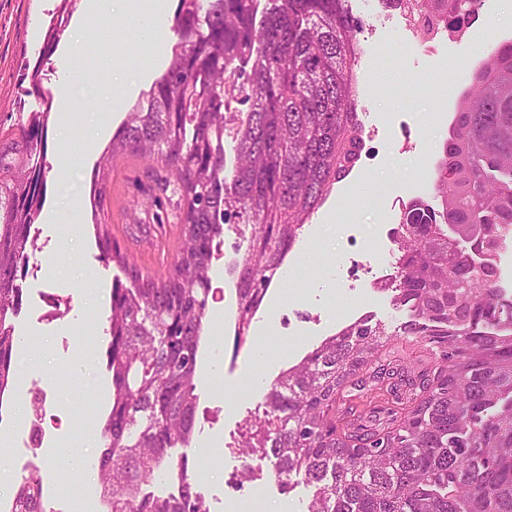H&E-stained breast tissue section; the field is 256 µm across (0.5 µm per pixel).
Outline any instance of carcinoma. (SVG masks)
<instances>
[{
    "label": "carcinoma",
    "mask_w": 512,
    "mask_h": 512,
    "mask_svg": "<svg viewBox=\"0 0 512 512\" xmlns=\"http://www.w3.org/2000/svg\"><path fill=\"white\" fill-rule=\"evenodd\" d=\"M448 7V30L470 24L478 0H419ZM345 0H179L178 42L164 73L130 112L112 152L153 155L173 184L184 224L165 277L144 276L97 233L129 284L112 283L106 370L112 405L99 459L108 512H210L187 457L195 426V377L206 325L214 239L228 215L256 233L238 265L235 345L288 253L331 186L354 165L362 124L353 89L361 21ZM68 18L58 16L32 74ZM253 60L247 84L235 62ZM457 113L433 173L441 207L402 208L393 274L377 282L408 311L403 334L432 344L426 359L392 348L365 315L281 373L264 416L246 422L242 453L268 466L280 489L312 490L307 512H512V294L498 287L493 258L512 232V40L492 46ZM251 102L236 136V165L224 175V110ZM49 113L32 112L0 132V406L17 385L13 318L18 284L44 198ZM391 401L336 416V403L366 383ZM159 479L164 495L144 486ZM17 512H46L32 472L13 496Z\"/></svg>",
    "instance_id": "obj_1"
}]
</instances>
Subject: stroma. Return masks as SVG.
Listing matches in <instances>:
<instances>
[{
	"mask_svg": "<svg viewBox=\"0 0 512 512\" xmlns=\"http://www.w3.org/2000/svg\"><path fill=\"white\" fill-rule=\"evenodd\" d=\"M85 0H0V127L11 128L29 113L49 110L44 205L31 235L38 248L29 252L21 282L23 306L14 318L21 339L16 357L19 384L0 400V447L8 460L0 482L18 488L31 466H38L48 489V512H66L63 491L78 490L83 512H103L101 486L70 475L66 452L99 460L103 448L95 443L112 401L111 377L103 353L107 346L110 293L124 273L106 260L96 239V223H105L122 253L137 266L171 271L183 235V224L165 217V196L158 188L164 175L153 158L112 153L111 138L88 144V127L97 117L100 100L112 90L123 101L112 113L120 127L133 105L163 73L177 37L173 26L178 0H169L163 19L165 37L159 44L145 41L139 28V0L112 12L102 24L77 31L75 21ZM71 20L61 31L54 53L43 66V94L31 95L30 65L35 64L49 21L60 11ZM453 49L428 53L417 47L401 19L392 17L366 28L358 36L355 64L358 112L363 122L361 155L350 173L335 183L324 204L301 229L288 257L301 264L299 276L270 288L267 302L252 322L251 338L233 343L235 290L226 271L240 249L246 248L254 227L230 219L217 238L209 272L211 292L208 323L196 374L198 395L195 427L188 445L173 448L186 456L197 473V489L211 512H237L236 497L257 493L263 512H306L310 490L297 485L282 493L269 471L258 473L238 491H225V474L240 472L245 458L239 431L245 420L264 414V394L288 367L343 326L373 315L398 336L399 346L420 350L415 337L401 333L406 310L395 308L387 292L365 288V281L392 273L394 244L385 234L387 219H399L403 204L415 198L409 172L433 169L448 137V128L462 96L474 83L486 50L512 39V8L506 0H489L485 17ZM81 41V54L70 52ZM68 83L82 116L61 126L59 105L43 100ZM65 133L67 150L89 151L87 163L58 178L56 137ZM112 153L108 197L103 214L93 202L94 174L105 153ZM81 213H73L72 200ZM362 269L350 278L352 261ZM96 291L95 303L83 290ZM66 297L69 314L58 322L41 320V296ZM46 393L48 433L38 450L28 448L25 426L15 423V407L29 409L33 391ZM219 453L222 467L207 469L203 450Z\"/></svg>",
	"mask_w": 512,
	"mask_h": 512,
	"instance_id": "stroma-1",
	"label": "stroma"
}]
</instances>
